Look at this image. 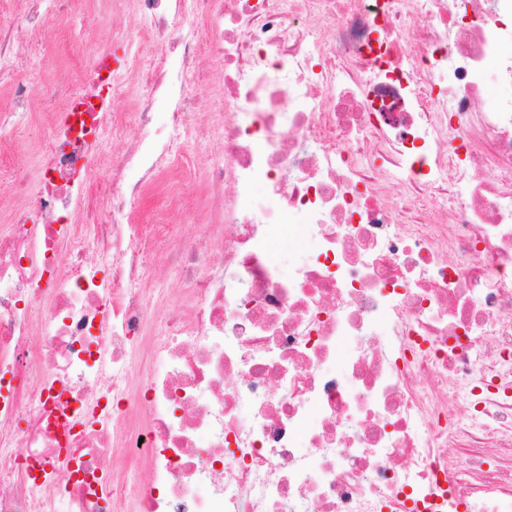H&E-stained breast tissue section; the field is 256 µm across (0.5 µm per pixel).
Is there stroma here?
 <instances>
[{"label":"stroma","instance_id":"obj_1","mask_svg":"<svg viewBox=\"0 0 512 512\" xmlns=\"http://www.w3.org/2000/svg\"><path fill=\"white\" fill-rule=\"evenodd\" d=\"M41 8L48 14L50 24L47 30L30 32L24 38L28 72L37 74L47 85H58L70 45H78L89 57L116 27L127 28L132 31L134 42L130 48L115 49L118 93L112 108L117 112L134 111L148 90L145 84L130 82L129 75L144 61H157L158 55L152 49L147 21L133 13L129 0H103L99 6L93 0H70L64 8L56 0H43Z\"/></svg>","mask_w":512,"mask_h":512}]
</instances>
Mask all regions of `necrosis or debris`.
<instances>
[{
	"label": "necrosis or debris",
	"instance_id": "1",
	"mask_svg": "<svg viewBox=\"0 0 512 512\" xmlns=\"http://www.w3.org/2000/svg\"><path fill=\"white\" fill-rule=\"evenodd\" d=\"M133 3L165 50L135 114L111 46L0 101L1 142L47 132L0 214V512H512V0ZM202 110L208 223H125ZM12 120L13 122L9 126L13 129L12 137L18 143L19 148L22 149V159L28 164L30 171L33 172L39 164V156L32 147L40 139V131L27 122L23 112H16ZM220 141L218 133L204 139L191 138L190 135L181 133L175 134L173 148L192 155H201L205 163L217 162L223 159ZM150 278L145 282V287L153 289L182 288L180 279L175 269L170 268L166 257L161 254L149 252L146 257Z\"/></svg>",
	"mask_w": 512,
	"mask_h": 512
}]
</instances>
